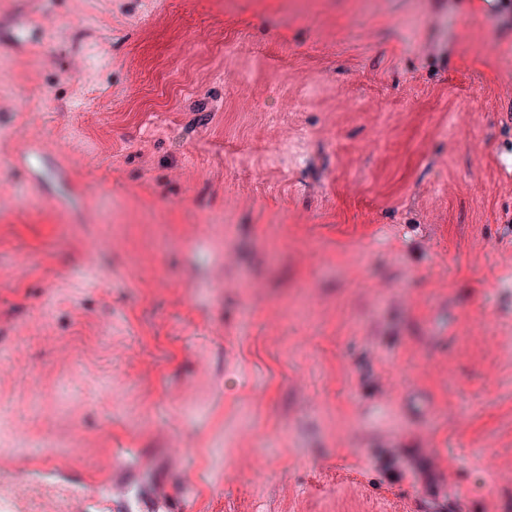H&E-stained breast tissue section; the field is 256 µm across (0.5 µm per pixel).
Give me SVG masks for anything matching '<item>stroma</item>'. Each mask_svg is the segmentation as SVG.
I'll return each mask as SVG.
<instances>
[{
  "label": "stroma",
  "instance_id": "stroma-1",
  "mask_svg": "<svg viewBox=\"0 0 512 512\" xmlns=\"http://www.w3.org/2000/svg\"><path fill=\"white\" fill-rule=\"evenodd\" d=\"M1 196V456L512 512V4L0 0Z\"/></svg>",
  "mask_w": 512,
  "mask_h": 512
}]
</instances>
